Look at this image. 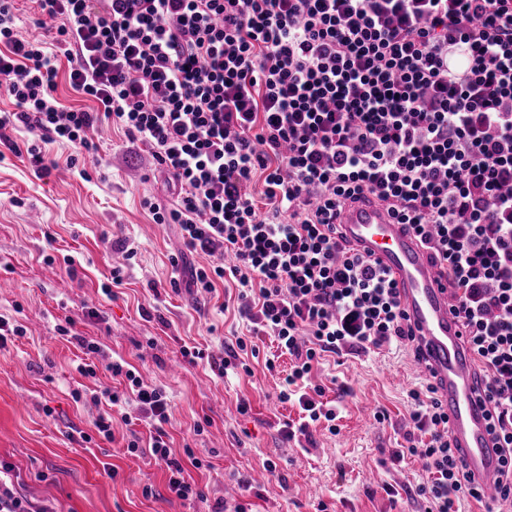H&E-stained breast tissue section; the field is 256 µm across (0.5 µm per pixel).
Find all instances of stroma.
<instances>
[{
	"mask_svg": "<svg viewBox=\"0 0 512 512\" xmlns=\"http://www.w3.org/2000/svg\"><path fill=\"white\" fill-rule=\"evenodd\" d=\"M93 139L98 151L80 172L68 166L71 147L45 145L57 168L42 177L27 155L0 144V315L26 328L0 349V459L13 465L19 492L56 512H232L239 503L252 512L322 505L327 512H422L415 490L427 473L410 458L390 462L403 442L409 394L425 382L412 353L327 357L314 378L326 385V399L336 397L330 378L352 389L340 405L338 433L317 426L314 446L305 449L283 441V422L299 418L297 406L278 399L288 356L262 337L257 354L245 358L251 374L225 379L184 357L187 347L210 352L234 343L247 323L224 286L210 294L189 288L192 267L205 259L183 256L178 226L153 223L144 208L147 199L172 201L151 155L131 151L117 129ZM118 265L123 283L116 287ZM68 321L145 383L165 389L174 456L184 459L189 447L206 463L191 472L203 500L177 499L162 466L126 453L131 435H147L144 422L115 424L110 440L98 434L97 406L72 398L83 354L57 331ZM270 357L273 373L265 368ZM378 410L388 421L374 420ZM207 419L211 427L195 434ZM85 433L92 442H82ZM269 460L276 476L264 469Z\"/></svg>",
	"mask_w": 512,
	"mask_h": 512,
	"instance_id": "1",
	"label": "stroma"
}]
</instances>
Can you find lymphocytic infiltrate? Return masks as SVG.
<instances>
[{
  "label": "lymphocytic infiltrate",
  "instance_id": "1",
  "mask_svg": "<svg viewBox=\"0 0 512 512\" xmlns=\"http://www.w3.org/2000/svg\"><path fill=\"white\" fill-rule=\"evenodd\" d=\"M54 22L51 42L19 34L16 0H0V143L93 153L99 124L120 127L167 173L174 201L148 203L175 224L189 253L209 257L192 284L235 285L249 333L207 354L219 377L239 367L250 339L273 337L291 367L278 399L298 405L282 437L311 440L335 407L311 376L325 354L413 346L395 285L334 224L345 202L370 196L432 251L452 288L454 314L486 381L503 456L493 512H512V0H35ZM94 110L60 105L57 62ZM25 130V145L10 138ZM262 179L260 194L248 187ZM128 393L92 391L95 426L114 411L150 418L147 450L182 501L200 492L164 426L165 391L127 363L107 364ZM412 429L392 458L423 454V512L482 501L455 456L432 383L410 393Z\"/></svg>",
  "mask_w": 512,
  "mask_h": 512
}]
</instances>
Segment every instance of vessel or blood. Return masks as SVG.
I'll use <instances>...</instances> for the list:
<instances>
[{"label": "vessel or blood", "instance_id": "vessel-or-blood-1", "mask_svg": "<svg viewBox=\"0 0 512 512\" xmlns=\"http://www.w3.org/2000/svg\"><path fill=\"white\" fill-rule=\"evenodd\" d=\"M336 223L345 242L370 256L393 278L419 349L416 371L437 387L448 413V435L466 469L491 490L501 469L488 424V403L474 361L464 344L465 330L452 312L454 298L430 252L394 223L387 210L369 199L344 205Z\"/></svg>", "mask_w": 512, "mask_h": 512}]
</instances>
